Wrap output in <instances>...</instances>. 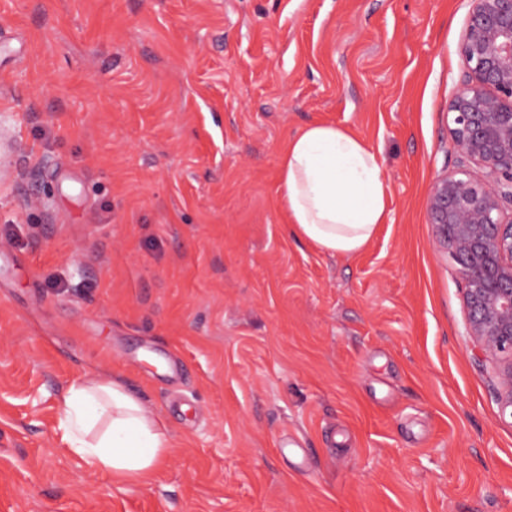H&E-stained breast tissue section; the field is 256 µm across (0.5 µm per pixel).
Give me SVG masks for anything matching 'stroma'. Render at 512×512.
<instances>
[{
    "label": "stroma",
    "instance_id": "stroma-1",
    "mask_svg": "<svg viewBox=\"0 0 512 512\" xmlns=\"http://www.w3.org/2000/svg\"><path fill=\"white\" fill-rule=\"evenodd\" d=\"M472 0H0V512H512V422L427 196ZM335 124L389 219L288 231L280 155ZM116 379L173 449L146 484L66 450Z\"/></svg>",
    "mask_w": 512,
    "mask_h": 512
}]
</instances>
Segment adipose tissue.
Returning a JSON list of instances; mask_svg holds the SVG:
<instances>
[{"label": "adipose tissue", "instance_id": "adipose-tissue-1", "mask_svg": "<svg viewBox=\"0 0 512 512\" xmlns=\"http://www.w3.org/2000/svg\"><path fill=\"white\" fill-rule=\"evenodd\" d=\"M278 192L296 238L336 255L361 251L386 220L389 186L377 153L336 125L312 124L280 155ZM71 453L120 483H146L172 442L143 401L115 379L72 384L59 421Z\"/></svg>", "mask_w": 512, "mask_h": 512}]
</instances>
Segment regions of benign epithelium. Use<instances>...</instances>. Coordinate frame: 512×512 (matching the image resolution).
Masks as SVG:
<instances>
[{
	"label": "benign epithelium",
	"instance_id": "obj_1",
	"mask_svg": "<svg viewBox=\"0 0 512 512\" xmlns=\"http://www.w3.org/2000/svg\"><path fill=\"white\" fill-rule=\"evenodd\" d=\"M459 55L448 134L471 167L436 179L427 211L456 265L473 349L495 364L500 416L512 418V0H473Z\"/></svg>",
	"mask_w": 512,
	"mask_h": 512
}]
</instances>
